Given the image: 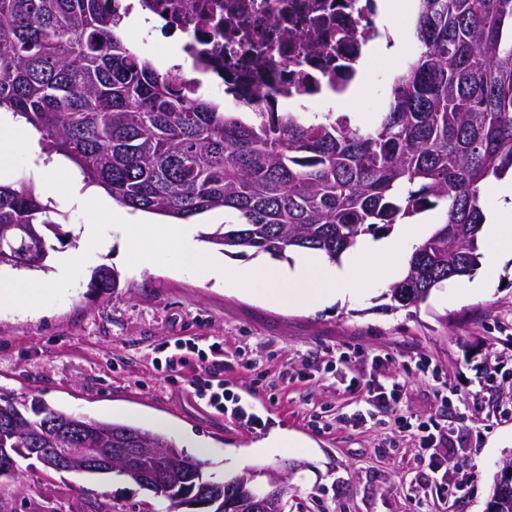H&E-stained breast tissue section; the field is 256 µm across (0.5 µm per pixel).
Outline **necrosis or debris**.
<instances>
[{"label":"necrosis or debris","mask_w":512,"mask_h":512,"mask_svg":"<svg viewBox=\"0 0 512 512\" xmlns=\"http://www.w3.org/2000/svg\"><path fill=\"white\" fill-rule=\"evenodd\" d=\"M167 38L170 74L209 75L210 94L237 112L295 103L318 111L349 85L377 30L378 0H138Z\"/></svg>","instance_id":"necrosis-or-debris-1"}]
</instances>
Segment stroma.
Returning <instances> with one entry per match:
<instances>
[{
  "label": "stroma",
  "mask_w": 512,
  "mask_h": 512,
  "mask_svg": "<svg viewBox=\"0 0 512 512\" xmlns=\"http://www.w3.org/2000/svg\"><path fill=\"white\" fill-rule=\"evenodd\" d=\"M369 77L349 96L354 123L370 124L390 102L389 70L373 49ZM56 253L83 251L89 226L79 205L55 203ZM122 246L84 266L63 299L0 314V392L101 421L162 431L180 448L208 450L209 472L248 468L282 477L286 512H486L493 480L512 455V259L479 292L456 283L413 310H387L385 286L357 302L283 309L261 291L223 288L190 271L120 259ZM120 274L109 295L89 287L96 268ZM194 342L172 364L176 339ZM217 363L251 407L237 421L192 389ZM395 388L389 405L369 396ZM435 425L423 446L400 420ZM285 431L289 452L253 455ZM437 469H430V461ZM299 470L287 474L286 465ZM165 501L114 474L56 471L19 460L0 512H165Z\"/></svg>",
  "instance_id": "stroma-1"
}]
</instances>
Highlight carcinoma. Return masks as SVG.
Returning a JSON list of instances; mask_svg holds the SVG:
<instances>
[{"instance_id": "obj_1", "label": "carcinoma", "mask_w": 512, "mask_h": 512, "mask_svg": "<svg viewBox=\"0 0 512 512\" xmlns=\"http://www.w3.org/2000/svg\"><path fill=\"white\" fill-rule=\"evenodd\" d=\"M111 0H0V106L74 162L88 184L134 211L188 221L221 210L233 220L204 241L233 257L286 259L309 250L337 262L358 240L381 238L437 207L443 223L415 249L384 297L416 307L479 266L483 195L512 178V0H419L418 54L391 83L389 109L366 128L342 112H226L189 84L162 76L116 29ZM31 184H0V255L43 268L59 224ZM90 287H119L98 268ZM0 448L41 437L47 417L74 414L0 394ZM78 420L89 445L108 432L173 448L164 433ZM129 478L182 512L180 489ZM237 478L225 480L235 512Z\"/></svg>"}]
</instances>
